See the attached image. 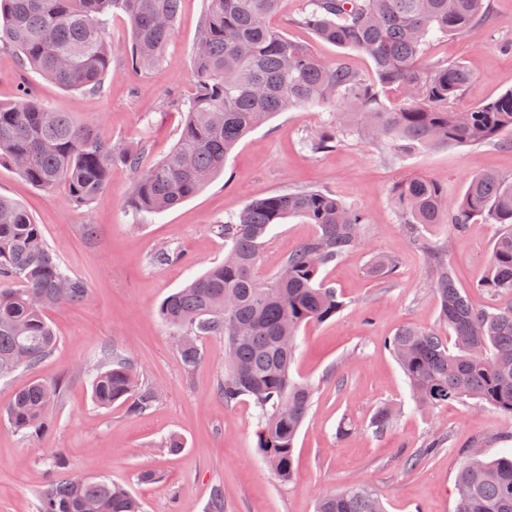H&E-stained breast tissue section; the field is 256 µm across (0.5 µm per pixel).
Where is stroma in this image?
<instances>
[{"label": "stroma", "mask_w": 512, "mask_h": 512, "mask_svg": "<svg viewBox=\"0 0 512 512\" xmlns=\"http://www.w3.org/2000/svg\"><path fill=\"white\" fill-rule=\"evenodd\" d=\"M306 0H283L270 23L288 38L309 43L324 61L342 59L370 75L371 61L354 50L320 41L293 25ZM206 0H182L174 37L156 70L136 72L128 51L129 23L109 18L112 71L91 95L64 90L22 70L13 48L0 45V103H13L22 85L38 102L97 128L113 146L136 145L142 164L160 160L176 143L184 113L197 89L193 51ZM512 0H490L486 22L464 36H439L425 63L472 66L469 84L452 103L467 110L512 90ZM328 102L280 113L244 138L223 174L203 191L161 214L132 210L136 174L113 164L107 188L90 204H71L65 190L46 193L0 166V195L19 203L40 224L57 261L88 286L78 305L49 310L58 345L32 371L0 379V410L30 381L58 382L62 397L45 431L25 437L0 418V512H37L40 494L61 474L104 477L138 498L144 512H206L214 486L224 490V512H315L319 498L367 485L385 512H455V480L466 452L486 459L512 448V415L475 401H451L424 410L413 401L406 378L388 349L404 325L444 337L429 288V255L443 249L471 304L496 302L479 287L490 263L498 227L482 221L463 233L442 224L420 232L404 224L394 204L397 187L410 178L433 179L461 195L470 179L494 172L512 177V148L494 144L419 150L400 160L355 137L336 148L311 152L306 142L335 129ZM307 188L337 193L370 219L359 243L325 271L346 306L335 318L302 326L292 366L295 380L311 384L312 405L300 429L290 482L270 472L260 448L256 410L249 399L225 406L218 392L224 376V341L201 337L200 362L185 368L176 328L158 309L192 277L224 259L218 224L250 201ZM314 225L291 219L275 226L260 250L259 279L278 271L288 253L312 237ZM167 248L181 255L164 266L153 261ZM397 262L387 278L372 279L374 252ZM115 348L137 366L143 383L158 387V401L133 415L126 405L97 407L90 376L104 349ZM398 415L383 434L370 421L383 406ZM180 435L184 448L163 446ZM442 446L431 454L429 441ZM156 473L153 481L144 480Z\"/></svg>", "instance_id": "stroma-1"}]
</instances>
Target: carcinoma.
Returning <instances> with one entry per match:
<instances>
[{"label":"carcinoma","mask_w":512,"mask_h":512,"mask_svg":"<svg viewBox=\"0 0 512 512\" xmlns=\"http://www.w3.org/2000/svg\"><path fill=\"white\" fill-rule=\"evenodd\" d=\"M281 0H208L194 51L197 93L180 136L165 156L141 169L135 148H114L89 126L23 95L0 104V166L14 168L45 192L64 188L82 207L107 187L120 162L137 172L135 211L162 213L197 195L224 173L228 154L250 132L280 112L329 101L343 110L350 132L384 144L398 159L416 150L494 143L512 147V90L473 109L450 107L473 71L465 63L424 66L425 45L438 34L472 31L489 13L490 0H306L296 23L321 40L371 59L370 81L346 63L328 64L307 45L273 30L268 19ZM180 0H0V43L18 52L23 67L65 90L96 94L110 71L106 32L111 14L130 23L129 53L135 71L156 68L174 35ZM394 85L387 106L380 88ZM344 130H326L307 143L313 152L333 148ZM405 223L417 229L449 224L463 231L476 220L499 225L490 271L479 284L497 297L488 310L471 306L452 268L436 251L430 257L432 292L455 351L433 332L403 326L389 340L414 402L435 407L473 399L512 415V180L474 176L464 193L448 199L442 184L410 179L396 191ZM288 218L316 233L261 282L260 248L272 227ZM368 216L321 189L269 195L245 205L220 225L224 261L194 278L160 305L161 319L184 332L177 349L186 368L201 360L197 336L224 337V379L218 390L229 406L249 397L258 410V448L275 475L293 476L295 440L309 414L312 388L290 376L297 334L324 322L346 303L321 277L358 241ZM396 262L376 255L370 267L385 278ZM0 378L36 368L57 345L47 310L83 301L88 288L49 252L40 225L18 203L0 196ZM92 399L100 408L122 401L132 414L151 408L158 391L138 381L129 358L104 351L92 374ZM62 385L33 380L18 389L4 411L16 431L45 428ZM394 411L371 420L387 430ZM456 512H512V452L475 464L465 458L456 479ZM38 512H142L140 501L105 478L71 475L40 495ZM316 512H384L364 485L322 497Z\"/></svg>","instance_id":"1"}]
</instances>
